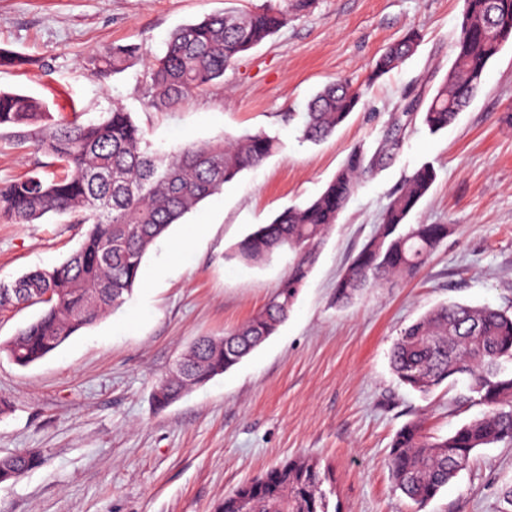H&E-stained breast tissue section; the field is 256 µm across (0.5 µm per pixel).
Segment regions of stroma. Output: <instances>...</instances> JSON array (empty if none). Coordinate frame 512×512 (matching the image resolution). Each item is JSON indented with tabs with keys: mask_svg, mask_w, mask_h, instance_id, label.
Returning <instances> with one entry per match:
<instances>
[{
	"mask_svg": "<svg viewBox=\"0 0 512 512\" xmlns=\"http://www.w3.org/2000/svg\"><path fill=\"white\" fill-rule=\"evenodd\" d=\"M266 0H0V48L30 58L0 68V91L41 101L53 119L70 109L94 120L122 104L156 149L260 129L281 149L188 213L144 257L126 302L44 359L16 365L0 353V456L40 464L0 483V512H218L226 493L306 453L330 465L342 512H414L395 491L391 443L408 421L444 435L483 408H450L461 386L423 396L400 384L389 354L402 328L446 302L512 309V41L488 65L470 105L430 133L403 109L430 99L450 68L463 0H314L310 10L224 72L221 88L174 111L146 108L148 74L135 63L105 79L85 67L91 50L135 44L160 53L177 27ZM416 52L379 79L373 61L408 31ZM346 79L365 96L320 144L298 121L326 84ZM294 114L285 124L282 114ZM400 144L362 177L326 234L287 320L238 365L157 408L154 385L196 339L221 336L260 312L293 261L261 264L232 252L256 225L317 197L354 147L374 151L390 129ZM432 164L436 179L412 224L451 231L416 276L334 298L350 259L404 178ZM86 225L48 215L0 220V280L63 263ZM512 447L482 449L425 512H512Z\"/></svg>",
	"mask_w": 512,
	"mask_h": 512,
	"instance_id": "35a3bbf8",
	"label": "stroma"
}]
</instances>
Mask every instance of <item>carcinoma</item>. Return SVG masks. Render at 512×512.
Segmentation results:
<instances>
[{
	"label": "carcinoma",
	"instance_id": "carcinoma-1",
	"mask_svg": "<svg viewBox=\"0 0 512 512\" xmlns=\"http://www.w3.org/2000/svg\"><path fill=\"white\" fill-rule=\"evenodd\" d=\"M312 0H282L255 10H228L175 29L162 54L149 60L144 103L157 111L178 109L189 98L219 86L224 70L246 52L310 9ZM512 41V0H464L451 43V67L421 113L432 133L450 125L479 91L489 62ZM420 35L411 31L374 62L377 79L410 57ZM139 59L134 45L94 50L87 64L100 77L119 74ZM362 92L349 82L327 84L310 100L302 138L319 143L355 110ZM0 129L16 145L48 158L17 180L0 183V219L30 224L47 214H68L90 228L79 249L61 265L0 281V309L41 305V315L0 346L19 366L58 349L70 336L119 308L138 282L145 254L172 225L243 171L261 165L279 148L264 130L162 153L147 131L119 105L83 122L78 114L53 121L41 102L0 92ZM399 139L388 135L369 154L351 151L322 193L280 211L242 240L232 256L257 263L286 249L295 255L288 274L263 311L220 338L203 337L169 376L156 383L153 402L165 408L189 388L238 364L287 318L359 178L389 159ZM435 180L422 165L409 175L379 224L336 282V305L364 289L418 273L448 238L446 224H409ZM400 383L423 396L444 383H465L454 403H478L481 415L444 436L432 437L410 421L396 433L389 456L392 483L423 509L490 445H512V311L489 305L440 304L404 327L390 351ZM40 462L34 453L0 457V483L17 481ZM329 468L308 456L291 457L224 495L220 512H329L323 484Z\"/></svg>",
	"mask_w": 512,
	"mask_h": 512
}]
</instances>
